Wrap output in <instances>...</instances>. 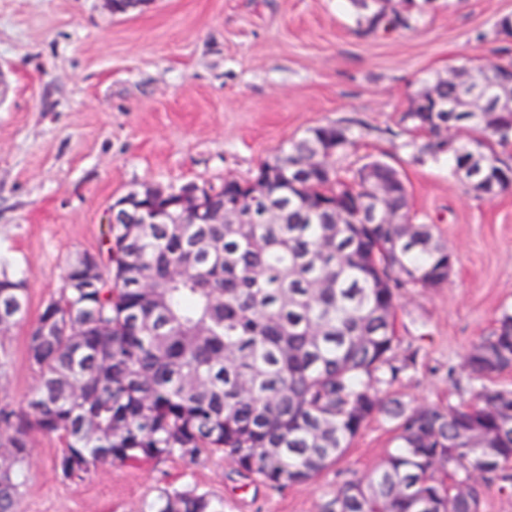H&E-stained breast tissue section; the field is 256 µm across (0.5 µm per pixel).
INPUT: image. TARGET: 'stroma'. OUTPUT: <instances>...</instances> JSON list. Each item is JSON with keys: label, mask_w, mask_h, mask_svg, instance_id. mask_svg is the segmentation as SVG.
Instances as JSON below:
<instances>
[{"label": "stroma", "mask_w": 512, "mask_h": 512, "mask_svg": "<svg viewBox=\"0 0 512 512\" xmlns=\"http://www.w3.org/2000/svg\"><path fill=\"white\" fill-rule=\"evenodd\" d=\"M415 2L412 29L365 36L348 0H149L126 16L104 0H0V261L24 281L29 319L69 262L101 250L117 197L249 180L309 127L348 120L358 145L338 168L395 166L419 220L458 256L447 283L400 293L403 370L380 393L475 403L463 360L512 311V191L477 197L408 145L399 116L436 75L512 58V40L474 39L512 16V0ZM26 334L0 337V408L15 412L36 385ZM395 435L376 417L315 479L272 490L219 457L105 463L74 483L53 467L59 440L35 432L18 512H146L161 492L193 489L224 512H321L343 481L383 464Z\"/></svg>", "instance_id": "stroma-1"}]
</instances>
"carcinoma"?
I'll use <instances>...</instances> for the list:
<instances>
[{"mask_svg":"<svg viewBox=\"0 0 512 512\" xmlns=\"http://www.w3.org/2000/svg\"><path fill=\"white\" fill-rule=\"evenodd\" d=\"M366 11L362 33L412 27L392 0H350ZM512 39V17L493 26ZM512 62L472 60L461 80L431 84L447 112L401 113L399 124L435 160L487 184L512 186V107L472 112L474 94L512 97L490 78ZM476 130L464 141L459 133ZM457 142L454 153L444 151ZM350 124L308 129L263 163L268 195L254 214L224 224H113L109 288H61L27 331L37 383L27 410L0 411V512H16L30 431L57 435L54 468L81 480L105 462L178 456L228 458L237 470L281 490L336 463L376 415L396 422L397 445L364 479L336 488L322 512H480L486 488L512 483V390L487 388L480 403L409 408L376 384L395 380V301L406 288L448 280L455 254L411 214L391 165L375 160L352 176L336 163L356 145ZM246 181L206 191L229 212ZM382 203L404 223L369 219ZM0 332L26 322L22 280L0 271ZM512 369V313L468 353L472 380ZM149 512H224L207 492L164 493Z\"/></svg>","mask_w":512,"mask_h":512,"instance_id":"cac0c4a2","label":"carcinoma"}]
</instances>
